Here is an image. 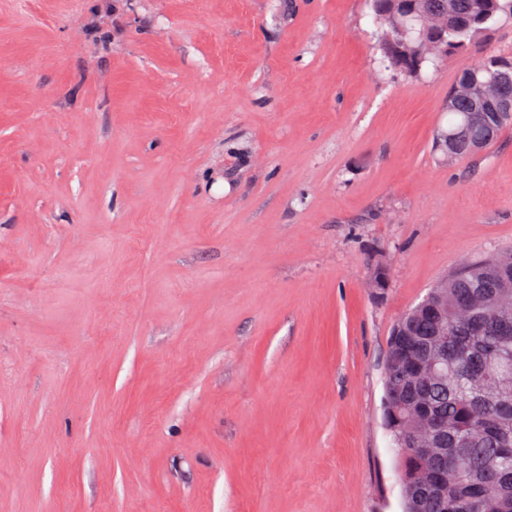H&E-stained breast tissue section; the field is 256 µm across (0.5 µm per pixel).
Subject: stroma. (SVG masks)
<instances>
[{
    "instance_id": "35a3bbf8",
    "label": "stroma",
    "mask_w": 512,
    "mask_h": 512,
    "mask_svg": "<svg viewBox=\"0 0 512 512\" xmlns=\"http://www.w3.org/2000/svg\"><path fill=\"white\" fill-rule=\"evenodd\" d=\"M376 43L368 0H0V512H403L389 334L512 250V128L433 148L512 17L416 78ZM489 125L492 129V135L490 141L487 139H471L465 142H460L456 138H450L447 140V152L449 157L457 158L461 155L467 156L486 148L488 142L490 147L498 141L503 131L510 127L512 124H498L492 119L489 120Z\"/></svg>"
}]
</instances>
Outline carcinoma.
Wrapping results in <instances>:
<instances>
[{"label":"carcinoma","mask_w":512,"mask_h":512,"mask_svg":"<svg viewBox=\"0 0 512 512\" xmlns=\"http://www.w3.org/2000/svg\"><path fill=\"white\" fill-rule=\"evenodd\" d=\"M460 19L468 23L462 31L448 32V52L465 49L502 15H512V0H455ZM373 20L380 32L378 50L400 52L402 70L410 77L421 74L425 63L435 60L426 52L425 17L405 13L407 0H369ZM498 71L512 73V59L489 57L462 69L458 78L481 83ZM467 105L448 109V132H462ZM471 291L482 298L477 308L462 312L458 299ZM441 309L448 311V370L435 375L423 370L413 381L398 372L422 360L423 344L435 326L436 315L422 310L406 313L397 322L407 335L393 336L384 370V385L407 388L418 396L430 413L441 416L448 434V489L443 496L420 501L430 480L431 461L406 457L394 444L398 477L406 512H472L474 491H479L480 512H512V372L488 362V356L512 352V306H503V296L512 299V262L502 255L478 259L448 276V286L435 290ZM392 424L399 436L418 432L417 421L399 413Z\"/></svg>","instance_id":"obj_1"}]
</instances>
